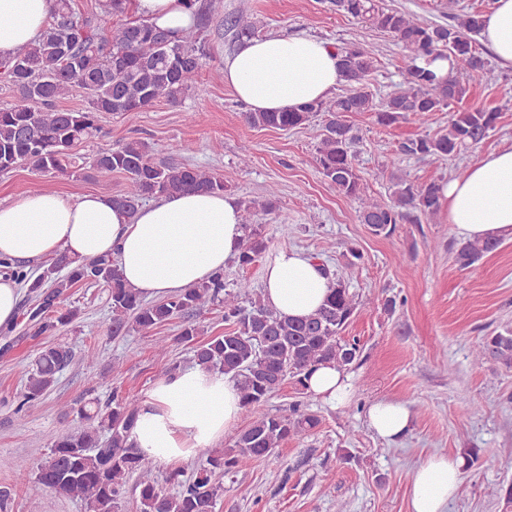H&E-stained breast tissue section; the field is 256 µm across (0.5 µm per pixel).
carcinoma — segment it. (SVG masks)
Masks as SVG:
<instances>
[{
  "mask_svg": "<svg viewBox=\"0 0 512 512\" xmlns=\"http://www.w3.org/2000/svg\"><path fill=\"white\" fill-rule=\"evenodd\" d=\"M336 11L348 14L381 30L407 51L404 82L387 98L375 103L368 80L375 69L377 47L359 43L337 46L345 94L333 100L304 105L293 112H246L244 120L256 128L291 130L325 115L316 147L319 173L336 192L359 203L360 222L377 235L388 237L399 224H420L436 217L441 209L440 184H416L406 178L393 183L390 200L367 194L355 163L359 136L346 123L348 112H372L377 123L390 126L411 115L427 124L435 112L459 104L469 88L465 76L483 72L488 59L476 48L475 37L483 24L479 11L450 15L448 24H436L397 10L385 9L378 0H331ZM241 41L255 33L250 14L240 11L230 19ZM206 57L202 33L190 28L178 38L144 21L119 28H105L94 16L76 12L69 0H56L51 22L34 45L0 61V78L15 92L12 103L0 107V174L25 165L42 175H83L84 167L71 153L79 142L101 132L104 112H135L165 99L176 102L196 83ZM452 58L454 73L439 78L415 65L418 58ZM83 93L88 106L61 109L58 102L73 92ZM499 112L465 109L452 113L448 130L435 137L421 135L403 141L399 150L408 156L444 157L466 145L480 143L496 126ZM89 169L95 176L114 173L126 177L129 187L112 197L114 205L134 214L148 199L187 191H228L224 177L188 164L155 160L147 143L131 139L117 147L98 151ZM276 189L269 188L262 200L244 202V211H274ZM242 245L236 262L253 265L266 251L262 224H244ZM504 236L490 235L464 241L456 262L466 268L495 251ZM26 288L22 310L26 335L32 339L53 336L57 329L75 322L79 310L64 306L71 290L87 284L108 288L112 316L108 331L114 336L131 331L150 335L158 327L181 318L185 324L180 339L193 342L199 327L195 314L214 305H224V335L194 347L197 365L219 370L235 381L244 407L251 412L249 426L232 444L206 458L190 477L173 469L165 482L175 486L170 494L161 487L156 464L141 455L129 441L140 408L138 399L118 388L112 400L97 399L71 409L81 422L75 430L55 440L50 455L33 469L22 459L14 469V484L33 481L57 495L80 499L88 512H119L128 478L137 476L140 512H214L224 493V476L237 473L259 459H276L279 448L290 439L301 440L320 424L313 413L295 406L287 415L265 409L269 398L288 380L307 388L312 368L329 363L348 370L357 364L362 348L357 339L342 333L358 306L336 271L324 266L330 291L312 314L291 319L278 314L250 281L243 279L226 289L224 273L159 301L147 302L122 279L117 260L111 256L78 262L58 251L37 276L15 270V262L0 259ZM74 358L64 344L45 347L24 371V385L17 394L14 413L22 418L53 388L59 373ZM493 360L512 368V327L495 329L481 339L474 362Z\"/></svg>",
  "mask_w": 512,
  "mask_h": 512,
  "instance_id": "1",
  "label": "carcinoma"
}]
</instances>
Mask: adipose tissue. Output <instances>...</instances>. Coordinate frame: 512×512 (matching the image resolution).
<instances>
[{"mask_svg":"<svg viewBox=\"0 0 512 512\" xmlns=\"http://www.w3.org/2000/svg\"><path fill=\"white\" fill-rule=\"evenodd\" d=\"M137 15L173 34L195 23L189 0H131ZM54 0H0V60L37 42ZM483 41L499 63L512 68V0H495L483 16ZM334 45L311 36L252 39L224 59V83L253 112H290L326 99L341 83ZM442 213L462 240L493 232L512 235V149L480 157L441 184ZM241 211L226 194L188 192L147 203L136 214L111 196H66L42 189L0 203V259L37 261L56 251L81 260L117 256L127 284L147 298L167 297L222 271L238 252ZM265 301L298 319L329 293L321 264L296 249L279 250L266 264ZM308 390L332 405L352 397L345 370L315 368ZM243 412L235 382L195 366L159 378L142 402L130 440L148 458L175 464L223 438ZM373 431L390 444L409 433L407 403L380 401L367 410ZM462 461L434 454L411 480L412 512H446L460 488Z\"/></svg>","mask_w":512,"mask_h":512,"instance_id":"obj_1","label":"adipose tissue"}]
</instances>
